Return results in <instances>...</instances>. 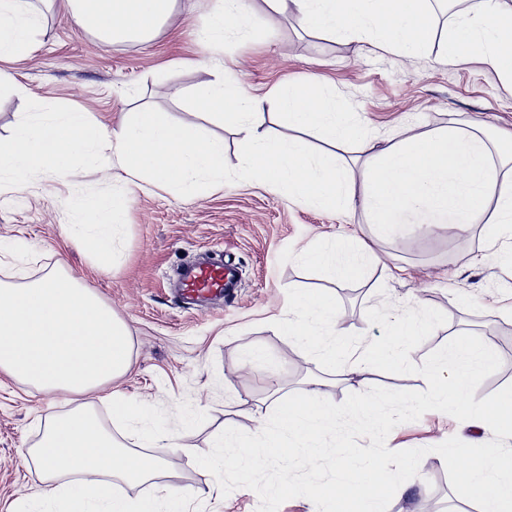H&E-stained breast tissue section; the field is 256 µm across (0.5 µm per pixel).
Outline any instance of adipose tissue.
<instances>
[{
	"label": "adipose tissue",
	"instance_id": "adipose-tissue-1",
	"mask_svg": "<svg viewBox=\"0 0 512 512\" xmlns=\"http://www.w3.org/2000/svg\"><path fill=\"white\" fill-rule=\"evenodd\" d=\"M272 12L291 8L298 22L344 40L378 45L405 56L427 48L437 26L430 0H265ZM77 28L111 46L148 42L179 20L177 0H63ZM250 14L248 0H209L193 28L197 44L210 49L229 29L241 28ZM43 15L30 0H0V61L18 62L36 48ZM446 54L463 64L483 59L498 79L512 85V0H479L469 12L454 15L446 29ZM214 78L196 87L187 112L231 119L244 146L241 174L275 195L333 212L361 211L385 236L417 228L487 224L512 226V155L492 158L489 140L448 125L425 136L410 135L350 165L343 149L360 137L359 113L340 112L316 78L286 84L264 96L233 93L223 66L210 58ZM288 126L311 131L335 148L317 157L304 144L275 137L264 129L265 114ZM306 263L343 281L360 272L367 254L355 237H332ZM287 309L296 318V335L320 352L323 366L344 363L348 379L367 385L364 358L344 360L335 304L308 293L289 294ZM131 339L125 322L100 296L65 270L16 288L0 284V373L47 395L64 394L78 403L65 417H49L41 440L29 452L56 512H181L183 490L159 485L155 500L122 496L113 480L148 481L165 467L155 451L165 437L145 433L151 453L117 442L93 412V403L131 366ZM65 473L75 482L62 481Z\"/></svg>",
	"mask_w": 512,
	"mask_h": 512
}]
</instances>
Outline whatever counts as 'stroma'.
<instances>
[{
	"label": "stroma",
	"mask_w": 512,
	"mask_h": 512,
	"mask_svg": "<svg viewBox=\"0 0 512 512\" xmlns=\"http://www.w3.org/2000/svg\"><path fill=\"white\" fill-rule=\"evenodd\" d=\"M40 9L44 21L31 58L0 64L26 89L21 96L0 92V136L10 134L28 98L81 108L110 128L124 113L146 106L173 121L188 120L174 92L209 80L211 73L189 67L203 50L187 28L163 31L148 43L108 47L77 30L58 2H44ZM249 22L248 32L225 34L214 55L251 93L265 94L311 75L321 79L337 108L361 113L363 131L376 142L422 135L454 118L481 123L493 139V154L512 152V143L496 140L501 130H512V88L481 62L448 63L442 40L409 57L364 50L302 29L290 12L270 15L264 0H255ZM69 193L66 183L39 177L25 192L0 194V281L18 286L23 277L56 271L63 261L125 321L133 364L113 389L145 421L115 422L105 403L95 410L112 435L129 446L150 426L175 432L176 446L162 451L164 480L183 488L185 512L257 510L259 499L250 489L212 494L214 476L193 460L194 454L210 451L223 429L255 432L258 414H271L281 398L310 391L322 377L334 403L359 390L341 374L326 373L317 351L278 329L287 317L289 290L334 300L342 342L354 353L382 335L380 326L368 322L367 308L386 302L394 317L408 308L439 309L447 322L414 350L415 364L468 332L502 360L478 387L475 400L512 383V240L486 225L465 233L450 227L386 237L362 214L330 213L245 181L186 203L161 188L135 187L126 242L112 272L103 273L61 233ZM347 235L361 240L369 253L362 272L348 280L336 281L297 258L325 238ZM205 254L236 264L233 298L185 308L176 297L174 271ZM256 345L274 360L273 378L245 371L242 354ZM73 408L65 395L49 396L0 374V512H11L18 499L42 496L29 451L45 416ZM477 435L438 411L395 427L387 438L389 449L424 447L428 453L407 492L394 495L387 512H421L427 500L434 501L435 512H469L470 501L453 492L445 463L431 448L452 436L469 443Z\"/></svg>",
	"instance_id": "obj_1"
}]
</instances>
